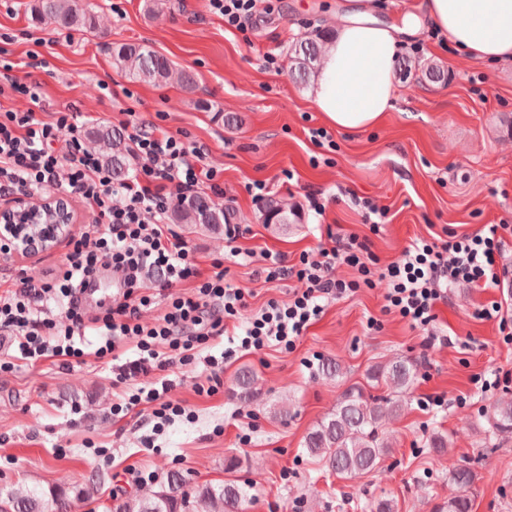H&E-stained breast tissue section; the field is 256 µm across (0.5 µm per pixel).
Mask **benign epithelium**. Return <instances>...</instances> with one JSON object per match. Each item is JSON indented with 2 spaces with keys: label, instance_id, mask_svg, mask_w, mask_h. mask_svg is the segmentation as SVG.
Masks as SVG:
<instances>
[{
  "label": "benign epithelium",
  "instance_id": "benign-epithelium-1",
  "mask_svg": "<svg viewBox=\"0 0 512 512\" xmlns=\"http://www.w3.org/2000/svg\"><path fill=\"white\" fill-rule=\"evenodd\" d=\"M76 220L63 196L37 203L28 197L0 206V240L25 257L54 250L74 233Z\"/></svg>",
  "mask_w": 512,
  "mask_h": 512
}]
</instances>
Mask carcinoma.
<instances>
[{
    "mask_svg": "<svg viewBox=\"0 0 512 512\" xmlns=\"http://www.w3.org/2000/svg\"><path fill=\"white\" fill-rule=\"evenodd\" d=\"M36 21L56 28L70 29L92 25L89 5L80 0H34ZM326 33L315 32L296 39L288 46L294 72L301 81L314 74L321 55ZM112 65L124 70L135 80L156 84L165 81L172 72V62L149 46L140 43H118L111 47ZM99 146L101 159L112 169V179L121 183L130 175L131 150L121 134L110 127L90 132ZM174 219L179 224H195L218 229L232 222L233 214L223 205L203 196L181 201ZM299 213L282 201L270 199L261 214L264 224H293ZM421 363L413 358H399L367 372V385L383 388L385 393L374 396L358 385L347 388L336 409L322 418L303 438L306 452L322 461L333 473L356 478L380 466L389 452L382 432V419L397 417L408 406L407 391L418 376ZM237 396L252 399L257 394V379L252 369L240 368L235 374ZM492 434L512 438V399L493 405L488 417ZM451 482L458 494L435 512H472L471 489L475 474L466 465L448 468ZM247 498L244 487L235 482L202 483L189 486L178 471H171L159 482L157 490L147 496H128L116 506L115 512H215L217 505L224 512H242ZM45 495L18 486L0 490V512H45Z\"/></svg>",
    "mask_w": 512,
    "mask_h": 512,
    "instance_id": "carcinoma-1",
    "label": "carcinoma"
}]
</instances>
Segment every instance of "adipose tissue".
Wrapping results in <instances>:
<instances>
[{"label":"adipose tissue","instance_id":"obj_1","mask_svg":"<svg viewBox=\"0 0 512 512\" xmlns=\"http://www.w3.org/2000/svg\"><path fill=\"white\" fill-rule=\"evenodd\" d=\"M446 36L479 61H512V0H426L422 13L384 21L373 0H358L327 41L313 102L336 129L377 126L396 95L394 67L409 39Z\"/></svg>","mask_w":512,"mask_h":512}]
</instances>
